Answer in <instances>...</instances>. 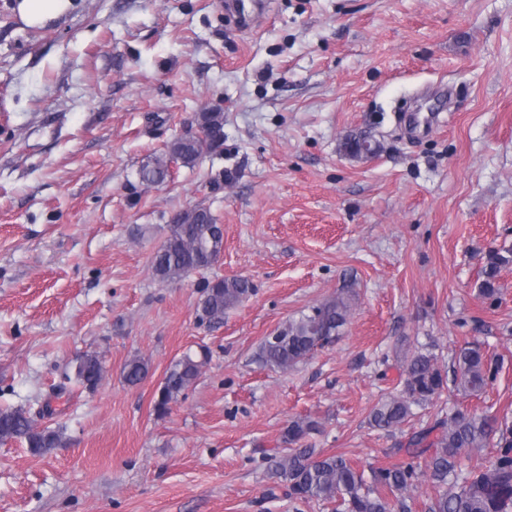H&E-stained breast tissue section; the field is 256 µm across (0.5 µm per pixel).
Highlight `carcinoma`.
I'll list each match as a JSON object with an SVG mask.
<instances>
[{
    "label": "carcinoma",
    "instance_id": "carcinoma-1",
    "mask_svg": "<svg viewBox=\"0 0 512 512\" xmlns=\"http://www.w3.org/2000/svg\"><path fill=\"white\" fill-rule=\"evenodd\" d=\"M202 126L209 132L224 130V113H200ZM211 146L200 141L174 138L167 151L142 165L140 177L159 183L169 175L170 165L179 162L194 166ZM168 246L151 257L153 275L168 282L193 271L212 266L224 249V236L216 219L201 206L182 212L181 221L168 225ZM512 261V249L492 250L482 270L480 293L496 303V278L501 268ZM253 290L252 283L240 277L207 280L205 297L198 309L199 320L209 325L224 321V312L241 302ZM352 295H338L313 306L308 313L292 319L275 331L277 340L265 337L260 361L269 367L286 370L308 358L315 350L333 343L349 321ZM203 362L185 354L166 371L154 401L155 413L162 417L171 404L197 379ZM500 364L487 357L477 342H467L454 353L453 382L465 393L483 391L496 378ZM104 374L102 359L96 353L85 355L75 367V377L88 389L96 388ZM148 374L147 364L137 358L123 369L129 386L141 383ZM405 395L391 396L375 405L369 415L372 427L387 432L401 428L413 415L411 405H426L443 388L446 377L431 352L413 355L401 373ZM321 430V423L310 417L292 420L281 443L285 448L273 459L271 474L288 488L294 505L310 500L335 504L336 512H412L411 491L420 478H429L435 495L427 512H512V424L497 416L457 409L394 449L409 460L385 467L370 468V479L354 468L342 454L322 455L302 444ZM20 440L34 455L58 447L62 434L49 427L40 428L23 408L0 410V442ZM493 446L496 454L469 465L467 461ZM428 456L426 470H419L414 459Z\"/></svg>",
    "mask_w": 512,
    "mask_h": 512
}]
</instances>
